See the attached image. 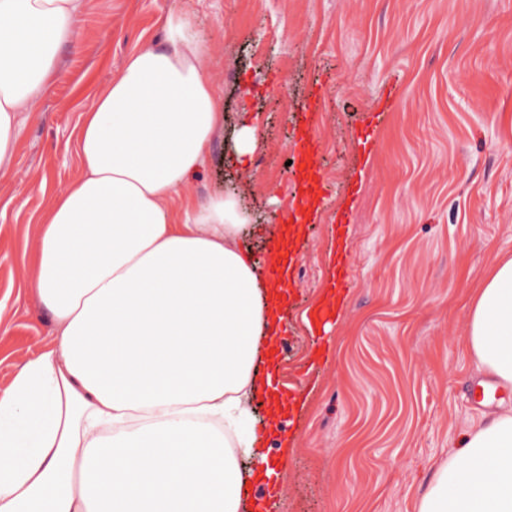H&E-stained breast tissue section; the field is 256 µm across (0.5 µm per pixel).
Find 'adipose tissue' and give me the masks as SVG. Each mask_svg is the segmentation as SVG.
Instances as JSON below:
<instances>
[{
  "label": "adipose tissue",
  "mask_w": 512,
  "mask_h": 512,
  "mask_svg": "<svg viewBox=\"0 0 512 512\" xmlns=\"http://www.w3.org/2000/svg\"><path fill=\"white\" fill-rule=\"evenodd\" d=\"M84 0H0V177ZM195 21L131 53L81 113L79 175L38 220L28 283L58 343L0 390V512H240L269 458L248 401L272 299L235 194L180 205L222 120ZM477 365L512 387V257L470 310ZM418 512H512V413L482 421Z\"/></svg>",
  "instance_id": "1"
}]
</instances>
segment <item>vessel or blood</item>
<instances>
[{"label": "vessel or blood", "instance_id": "b4317fda", "mask_svg": "<svg viewBox=\"0 0 512 512\" xmlns=\"http://www.w3.org/2000/svg\"><path fill=\"white\" fill-rule=\"evenodd\" d=\"M319 112L320 96L315 93L311 95L305 108L294 116V124L298 130L294 158L299 169L292 190L297 204L289 210L288 221L283 225L266 258L268 276L274 285L271 320L275 323L279 322V311L288 301L294 286L293 268L298 254L300 228L310 223L313 214L328 193V186L317 163L320 152L316 132ZM346 287V251L344 244L340 243L336 246V277L326 294L325 301L309 311L307 318L310 328L327 325L330 320L337 317L340 300L345 295ZM263 400L274 420L279 421L291 416L295 398L279 385L275 376H268Z\"/></svg>", "mask_w": 512, "mask_h": 512}]
</instances>
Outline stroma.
<instances>
[{
	"instance_id": "35a3bbf8",
	"label": "stroma",
	"mask_w": 512,
	"mask_h": 512,
	"mask_svg": "<svg viewBox=\"0 0 512 512\" xmlns=\"http://www.w3.org/2000/svg\"><path fill=\"white\" fill-rule=\"evenodd\" d=\"M171 11L194 17L225 114L184 193L200 203L233 183L257 257L289 204L293 115L313 84L324 97L336 194L301 238L288 348L257 362L303 401L267 439L274 457L279 435L295 438L273 512H417L437 465L495 411L466 327L481 278L512 255V0H85L0 179V390L57 343L28 270L39 216L79 173V116L130 53L163 46ZM246 117L259 143L242 160ZM340 218L352 288L321 338L305 310L330 285Z\"/></svg>"
}]
</instances>
